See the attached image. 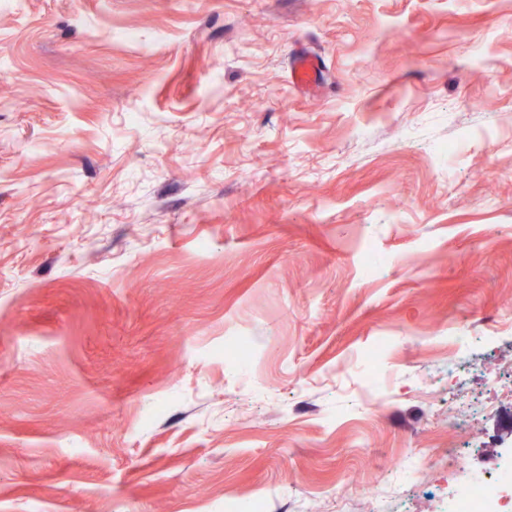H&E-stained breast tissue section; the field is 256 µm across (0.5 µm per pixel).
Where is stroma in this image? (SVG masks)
<instances>
[{
	"label": "stroma",
	"instance_id": "35a3bbf8",
	"mask_svg": "<svg viewBox=\"0 0 512 512\" xmlns=\"http://www.w3.org/2000/svg\"><path fill=\"white\" fill-rule=\"evenodd\" d=\"M510 383L512 0H0V512H444Z\"/></svg>",
	"mask_w": 512,
	"mask_h": 512
}]
</instances>
